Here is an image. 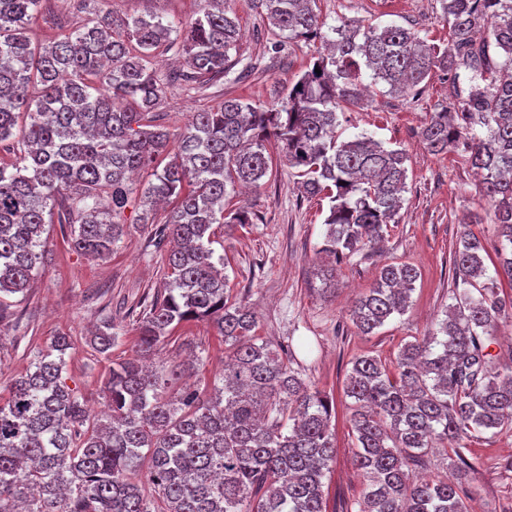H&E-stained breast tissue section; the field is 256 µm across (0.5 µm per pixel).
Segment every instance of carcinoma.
<instances>
[{"label": "carcinoma", "mask_w": 512, "mask_h": 512, "mask_svg": "<svg viewBox=\"0 0 512 512\" xmlns=\"http://www.w3.org/2000/svg\"><path fill=\"white\" fill-rule=\"evenodd\" d=\"M41 2L0 0V295H25L48 261L45 217L55 209L69 249L111 255L133 201L130 176L151 167L140 206L176 205L157 229L169 244L167 280L145 304L138 346L151 355L178 325L205 322L224 338L227 360L211 387L170 394L182 365L111 358L119 336L104 320L92 345L110 360L109 412L93 422L63 377L72 343L53 337L0 394V512H326L329 400L257 343L256 314L230 299L211 228L252 223L233 199L238 187L259 186L273 148L306 194L329 199L322 251L349 258L384 240L404 203L407 154L336 132L337 112L368 100L363 66L388 94L417 92L436 69L455 91L461 70L470 73L466 98L432 113L421 136L480 171L502 248L489 277L477 237H461L453 266L464 288L439 329L405 343L391 368L375 356L353 361L344 394L367 477L357 512H466L456 485L417 477L411 465L472 431L512 427V372L494 370L485 345L506 307L496 279L512 283V0H440L451 30L442 51L403 26L327 27L318 0H254L274 46L317 40L323 50L276 106L229 98L195 113L162 167L171 133L155 111L164 82L154 52L183 58L173 83L228 76L240 24L227 0H203L186 24L154 12L93 16L80 0L70 31L35 45L28 29ZM417 279L410 264L382 266L352 305L357 329L370 335L404 314Z\"/></svg>", "instance_id": "obj_1"}]
</instances>
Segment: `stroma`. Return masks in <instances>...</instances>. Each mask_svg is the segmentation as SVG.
Instances as JSON below:
<instances>
[{
  "mask_svg": "<svg viewBox=\"0 0 512 512\" xmlns=\"http://www.w3.org/2000/svg\"><path fill=\"white\" fill-rule=\"evenodd\" d=\"M73 0H45L29 28L33 40L48 42L68 30ZM328 24L348 17L415 31L440 46L450 44L449 28L438 0H318ZM242 38L237 48L256 68L244 79L221 87L183 91L168 86L158 109L171 113V133H179L193 113L217 106L227 97L256 104L280 101L317 51L316 44L298 42L275 48L268 23L252 0H228ZM95 6L122 16L156 12L190 21L196 0H96ZM448 77L435 71L417 95L374 93L368 108L339 117L343 138L365 133L384 146L405 149L408 179L398 223L389 225L381 250H362L344 260L334 290L322 291L318 277L327 198L308 197L282 160H274L259 187L245 201L258 215L224 238L230 297L257 312L261 340L286 355L289 366L307 383L333 400L331 429L336 458L325 480L326 512H357L363 478L353 464L356 448L349 421V400L343 388L355 358L370 355L393 364L400 347L435 332L454 304L457 278L453 251L463 234L475 235L483 246L487 270L499 264L500 243L494 210L482 193L479 175L453 153L436 154L420 134L431 113L454 106ZM164 210L143 213L128 208L124 234L111 255L97 259L66 246V225H47L52 258L31 282L22 301L0 319V387L23 373L38 348L58 334L71 337L67 372L90 401L93 411L106 406L104 374L108 363L89 344L93 325L108 320L119 334L116 354L137 355L136 336L143 309L139 299L163 284L165 269L154 246V232ZM409 263L419 271L404 315H397L363 335L350 315L352 300L370 288L380 267ZM197 357L192 376L198 386L213 382L224 369V344L215 329L190 322L178 327L156 349L160 360ZM469 467L458 470L445 452L425 457L417 472L459 485L467 512H512V428L496 434L474 433L460 442Z\"/></svg>",
  "mask_w": 512,
  "mask_h": 512,
  "instance_id": "1",
  "label": "stroma"
}]
</instances>
